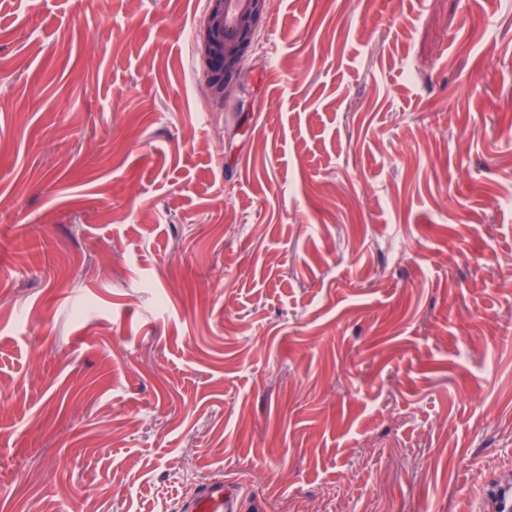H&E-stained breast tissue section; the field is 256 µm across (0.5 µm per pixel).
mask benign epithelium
<instances>
[{
	"instance_id": "obj_1",
	"label": "benign epithelium",
	"mask_w": 512,
	"mask_h": 512,
	"mask_svg": "<svg viewBox=\"0 0 512 512\" xmlns=\"http://www.w3.org/2000/svg\"><path fill=\"white\" fill-rule=\"evenodd\" d=\"M266 4L267 0H208L200 52L211 95L221 104L234 90V79Z\"/></svg>"
}]
</instances>
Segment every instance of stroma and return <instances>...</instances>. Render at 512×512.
<instances>
[{
  "mask_svg": "<svg viewBox=\"0 0 512 512\" xmlns=\"http://www.w3.org/2000/svg\"><path fill=\"white\" fill-rule=\"evenodd\" d=\"M0 0V512H479L512 474V0ZM200 32L205 79L216 102L234 90L242 59L250 47L267 0H208ZM180 512H244L249 510L239 485L218 479L199 487L193 496L183 499Z\"/></svg>",
  "mask_w": 512,
  "mask_h": 512,
  "instance_id": "35a3bbf8",
  "label": "stroma"
}]
</instances>
